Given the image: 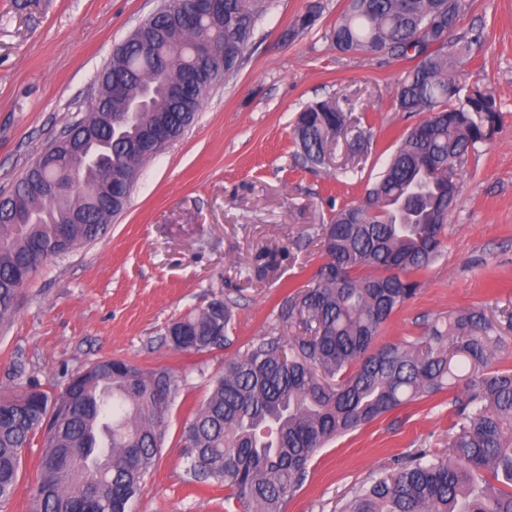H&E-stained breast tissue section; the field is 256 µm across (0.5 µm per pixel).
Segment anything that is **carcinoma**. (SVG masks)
<instances>
[{
	"label": "carcinoma",
	"instance_id": "cac0c4a2",
	"mask_svg": "<svg viewBox=\"0 0 512 512\" xmlns=\"http://www.w3.org/2000/svg\"><path fill=\"white\" fill-rule=\"evenodd\" d=\"M270 0H224V30L205 18L175 30L170 19L146 20L99 74L97 95L72 126L98 154L86 167L76 154L44 160L71 168L81 190L76 199L50 205L30 194L21 176L0 205V320L14 311L27 281L49 259L104 235L130 196L140 156L158 153L192 124L202 101L221 80L237 73L256 23ZM472 0H346L328 33L340 52L387 55L415 64L398 80L393 103L400 112L427 113L403 136L396 152L366 190L365 200L336 211L319 246L327 257L314 282L278 307L289 336L260 340L226 364L208 397L183 428L179 442L200 483L219 482L242 512H282L298 490L314 453L408 403L464 381L448 454L419 452L403 465L362 485L339 512H512V490L484 483L489 470L512 487V370L483 373L500 337L483 313L443 318L413 342L378 344L381 326L410 300L417 281L441 252V232L459 192L469 152L488 142L499 125L495 96L479 88L460 97L465 52L480 34L454 41ZM224 44V68L207 76L190 99L168 98L166 83L195 77L193 52L201 34ZM120 77L127 97L111 98ZM128 112V123L108 127L107 112ZM345 117L330 101L307 105L295 138L304 167L325 163ZM112 169V204L97 194L103 169ZM82 224H55L69 205ZM44 212V224H12V209ZM232 307L215 300L182 318L168 336L173 349L203 353L227 341ZM177 391L168 369L144 370L105 357L51 396L30 387L0 395V502L13 496L24 449L41 433V481L31 512H74L93 502L94 512H131L166 433V411Z\"/></svg>",
	"mask_w": 512,
	"mask_h": 512
}]
</instances>
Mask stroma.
Returning a JSON list of instances; mask_svg holds the SVG:
<instances>
[{"label": "stroma", "instance_id": "obj_1", "mask_svg": "<svg viewBox=\"0 0 512 512\" xmlns=\"http://www.w3.org/2000/svg\"><path fill=\"white\" fill-rule=\"evenodd\" d=\"M160 0H0V191L63 129L81 119L115 45ZM314 27L297 24L310 6ZM345 0H272L237 74L216 85L184 135L142 162L107 234L51 258L0 321V394L38 385L59 394L104 357L166 368L178 390L157 465L133 512H228L225 490L196 482L179 438L226 362L279 337V302L312 282L326 258L318 241L340 206L361 200L420 122L397 111L407 64L341 53L326 37ZM461 31L481 32L462 69L463 90L493 92L502 120L469 153L461 192L442 230V252L416 273L415 296L383 325L379 343L423 336L437 317L484 311L502 336L490 370L512 369V0H473ZM329 100L347 130L325 165L301 168L293 122ZM275 254L274 267L262 258ZM234 311L223 348L179 352L168 325L209 301ZM462 389L409 402L319 448L283 512H336L380 469L444 450ZM43 447L26 448L18 485L0 512H29Z\"/></svg>", "mask_w": 512, "mask_h": 512}]
</instances>
